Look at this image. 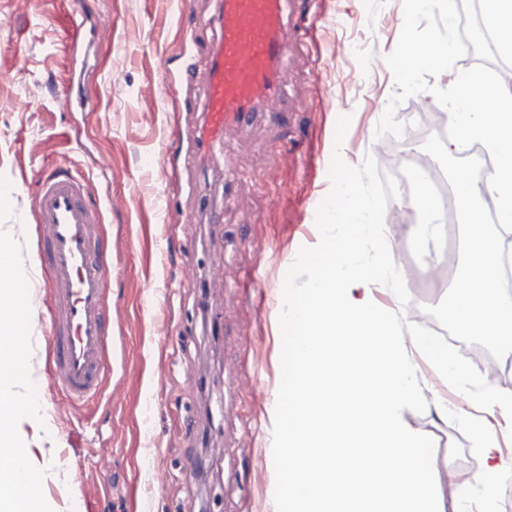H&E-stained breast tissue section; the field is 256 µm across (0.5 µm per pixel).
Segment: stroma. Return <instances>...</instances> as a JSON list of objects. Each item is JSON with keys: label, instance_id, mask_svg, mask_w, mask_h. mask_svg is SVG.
I'll list each match as a JSON object with an SVG mask.
<instances>
[{"label": "stroma", "instance_id": "1", "mask_svg": "<svg viewBox=\"0 0 512 512\" xmlns=\"http://www.w3.org/2000/svg\"><path fill=\"white\" fill-rule=\"evenodd\" d=\"M216 2L189 0L175 26L176 0H0V245H36L29 177L39 166L82 172L90 206L107 192L116 200L105 222L112 399L74 412L47 373L45 348L30 356L54 432L29 440L24 455L65 481L33 480L53 512H274L285 463L270 446L273 403L288 381L292 336L281 297L304 288L316 261L337 145L372 197L399 160L375 128L396 91L385 57L403 0H313L330 22L313 30L295 16L299 49L283 68L278 115L227 132L223 154L198 155L191 131L203 89L179 95L175 83L212 49ZM80 7L111 21L112 37L85 46L89 104L65 112L62 26ZM165 208L180 222L162 223ZM215 211L223 223H210ZM420 221L404 208L388 227L415 327L451 285L423 257ZM401 414L450 471L439 493L453 505L480 464L465 426L418 402Z\"/></svg>", "mask_w": 512, "mask_h": 512}]
</instances>
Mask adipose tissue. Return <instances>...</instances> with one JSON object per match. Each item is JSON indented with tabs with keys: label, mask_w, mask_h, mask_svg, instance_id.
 Wrapping results in <instances>:
<instances>
[{
	"label": "adipose tissue",
	"mask_w": 512,
	"mask_h": 512,
	"mask_svg": "<svg viewBox=\"0 0 512 512\" xmlns=\"http://www.w3.org/2000/svg\"><path fill=\"white\" fill-rule=\"evenodd\" d=\"M315 245L322 259L305 288L282 300L294 331L291 374L278 407L272 446L287 459L277 512H444L435 494L442 471L420 455L421 436L401 408L425 397L440 421L464 423L481 460L460 495L461 512H492L512 487V454L499 425L512 424V394L467 387V369L410 327L405 310L383 304L405 278L393 243L376 240L377 213L352 176L337 177ZM25 303L12 281L0 283V392L27 385L28 359L9 343L24 323ZM425 358L433 373L418 371ZM458 392L449 405L441 388ZM50 432L38 401L0 413V443L18 447L26 427Z\"/></svg>",
	"instance_id": "ef3b65f1"
}]
</instances>
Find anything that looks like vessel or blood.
<instances>
[{"label":"vessel or blood","mask_w":512,"mask_h":512,"mask_svg":"<svg viewBox=\"0 0 512 512\" xmlns=\"http://www.w3.org/2000/svg\"><path fill=\"white\" fill-rule=\"evenodd\" d=\"M299 0H220L215 24L219 39L201 69H186L181 82L203 81L205 101L196 131L198 147L223 143L231 129H245L276 109L282 92V67L296 51L288 11ZM98 27L74 14L64 30L77 44ZM32 200L37 246L25 257L40 271L39 302L46 309L49 375L72 408L106 395L112 314L106 301L112 277V247L104 242V214L86 202L87 182L73 173L34 170Z\"/></svg>","instance_id":"vessel-or-blood-1"}]
</instances>
